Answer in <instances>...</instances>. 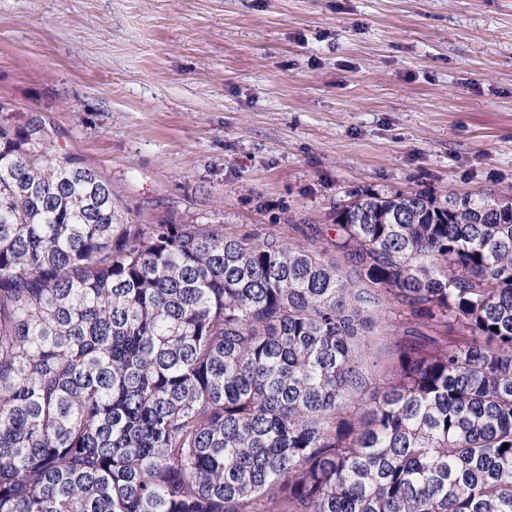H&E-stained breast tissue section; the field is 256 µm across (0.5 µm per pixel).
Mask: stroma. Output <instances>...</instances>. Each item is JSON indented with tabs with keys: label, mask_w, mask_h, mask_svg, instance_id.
Listing matches in <instances>:
<instances>
[{
	"label": "stroma",
	"mask_w": 512,
	"mask_h": 512,
	"mask_svg": "<svg viewBox=\"0 0 512 512\" xmlns=\"http://www.w3.org/2000/svg\"><path fill=\"white\" fill-rule=\"evenodd\" d=\"M0 101L139 223L315 236L357 192L512 198V0H0Z\"/></svg>",
	"instance_id": "stroma-1"
}]
</instances>
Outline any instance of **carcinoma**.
I'll list each match as a JSON object with an SVG mask.
<instances>
[{"label": "carcinoma", "mask_w": 512, "mask_h": 512, "mask_svg": "<svg viewBox=\"0 0 512 512\" xmlns=\"http://www.w3.org/2000/svg\"><path fill=\"white\" fill-rule=\"evenodd\" d=\"M332 229L137 224L0 102V512H512V200ZM371 350L361 357L360 364L363 370L370 376L382 373L389 365V345L387 339L380 337L374 341Z\"/></svg>", "instance_id": "cac0c4a2"}]
</instances>
